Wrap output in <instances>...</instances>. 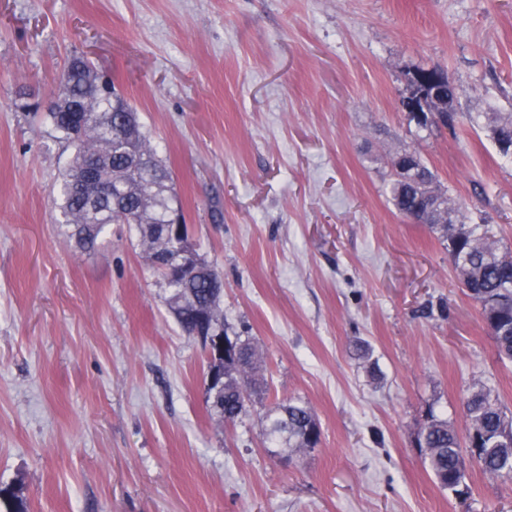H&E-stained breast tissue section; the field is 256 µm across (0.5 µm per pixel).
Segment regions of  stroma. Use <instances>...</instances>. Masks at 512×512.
Wrapping results in <instances>:
<instances>
[{
  "label": "stroma",
  "mask_w": 512,
  "mask_h": 512,
  "mask_svg": "<svg viewBox=\"0 0 512 512\" xmlns=\"http://www.w3.org/2000/svg\"><path fill=\"white\" fill-rule=\"evenodd\" d=\"M75 56L139 112L224 274V329L259 352L234 423L209 412L202 346L136 230L86 252L61 223L72 149L26 103ZM431 66L455 132L401 105ZM509 114L512 0H0V483L30 512H512V482L471 462L456 498L416 445L430 411L465 432L476 384L512 416V362L388 189L390 155L418 152L512 249L491 134ZM288 402L314 410L318 447L270 445Z\"/></svg>",
  "instance_id": "obj_1"
}]
</instances>
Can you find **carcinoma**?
<instances>
[{"instance_id": "1", "label": "carcinoma", "mask_w": 512, "mask_h": 512, "mask_svg": "<svg viewBox=\"0 0 512 512\" xmlns=\"http://www.w3.org/2000/svg\"><path fill=\"white\" fill-rule=\"evenodd\" d=\"M62 81L63 97L46 112L61 138L74 149L63 175L59 209L79 248L94 249L111 224H131L153 265L178 252L189 262L199 260L200 254L188 242L186 222H181L180 238L168 235L172 217L182 219L184 215L171 206L169 172L150 148L135 109L115 92L112 81L94 74L87 61L70 59ZM420 177L425 179V186L444 198L446 208L458 215L455 202L428 166L421 165ZM390 193L401 214L418 205L419 188L413 184L393 178ZM431 229L448 242L460 284L480 305L498 356L512 360V251L499 248L483 219L478 224H466L456 218L450 224H433ZM160 274L171 290L169 308L186 335H192L199 317L224 329V276L217 265L177 277L163 270ZM237 346L238 360L225 363L224 381L209 388L210 408L226 423L248 413L252 374L257 369L250 342L241 341ZM464 414L468 428L463 438L448 421L432 412L417 435L435 479L459 498L470 494L467 456L484 473L512 480V418L498 398L485 386L473 388L464 400ZM266 421L267 439L282 448H315L321 442L316 415L305 403L279 404L266 415ZM0 504L5 512H29L22 483L0 485Z\"/></svg>"}]
</instances>
